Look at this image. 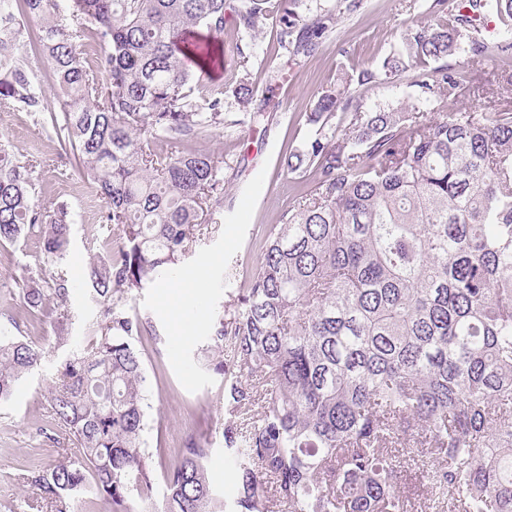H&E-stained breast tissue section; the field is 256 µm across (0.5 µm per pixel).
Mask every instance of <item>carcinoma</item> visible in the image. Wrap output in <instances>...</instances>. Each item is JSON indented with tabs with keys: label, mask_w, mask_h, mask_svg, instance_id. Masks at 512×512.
Instances as JSON below:
<instances>
[{
	"label": "carcinoma",
	"mask_w": 512,
	"mask_h": 512,
	"mask_svg": "<svg viewBox=\"0 0 512 512\" xmlns=\"http://www.w3.org/2000/svg\"><path fill=\"white\" fill-rule=\"evenodd\" d=\"M298 0H0V99L45 108L18 56L24 19L42 25L30 49L52 63L54 128L104 202L99 251L85 277L101 306L87 342L55 367L47 394L78 454L24 482L49 509L71 512L91 487L112 512L156 496L147 446L143 345L161 341L129 292L172 274L224 207V166L192 145L264 116L248 74L226 87L211 39L232 23L240 66L273 14L285 55L310 56L338 23L302 16ZM432 19L404 25L375 65L341 70L313 94L314 135L284 158L312 186L265 228L257 270L201 349L227 375L225 448L236 461L232 502L218 498L194 437L171 451L161 512H410L394 448H415L420 478L446 512H512V108L478 111L473 68L512 96V0H433ZM494 19L487 35L481 21ZM466 56V62L448 59ZM414 74L396 105L362 109L351 88ZM236 111L225 109V96ZM448 104L433 112L431 105ZM33 160L0 144V243L36 238L51 262L70 246L68 204L32 198ZM30 325H71L60 276L29 270ZM232 369H224V340ZM46 358L29 339L0 337V403Z\"/></svg>",
	"instance_id": "1"
}]
</instances>
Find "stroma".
Masks as SVG:
<instances>
[{
	"instance_id": "1",
	"label": "stroma",
	"mask_w": 512,
	"mask_h": 512,
	"mask_svg": "<svg viewBox=\"0 0 512 512\" xmlns=\"http://www.w3.org/2000/svg\"><path fill=\"white\" fill-rule=\"evenodd\" d=\"M431 0H364L360 10L343 14L339 25L308 57L287 61L275 38V21H268L258 36L247 65L258 97L273 96L275 106L267 120L235 130L208 133L197 150L209 153L224 166L227 191L224 209L212 231L193 245L177 275L133 290L131 309L146 313L162 340L149 347L144 358L150 385L148 443L155 446L152 469L162 481L170 462L169 449L187 435L207 441L212 453L209 473L220 498L232 499L235 469L224 449L223 375L197 360L206 331L234 299L255 271L262 230L278 223L291 199L311 187L310 177L285 176L283 158L312 132L306 121L314 91L329 86L342 69L378 63L389 52L403 23L425 15ZM37 22H26L19 40L22 64L49 99L47 113L33 115L18 107L0 105V141L8 142L17 158L37 161L35 201L54 210L61 203L80 208L88 183L73 154L60 149L49 115L58 111L54 101L55 77L46 57L28 48ZM96 216L74 215L69 253L63 261L42 264L35 238L15 246H0V335H20L42 344L49 356L40 370L25 375L11 399L0 403V512H33V494L22 481L26 471L43 469L61 458L71 440L50 441L39 436L54 425L46 385L56 364L82 342L84 328L99 308L84 285L88 261L98 249ZM42 267L45 278L65 277L71 288L68 308L72 325L66 340H59L51 319L32 327L26 322L19 296L26 268ZM204 269L203 285L192 295L171 302L174 288L197 269ZM192 328H185V320Z\"/></svg>"
}]
</instances>
